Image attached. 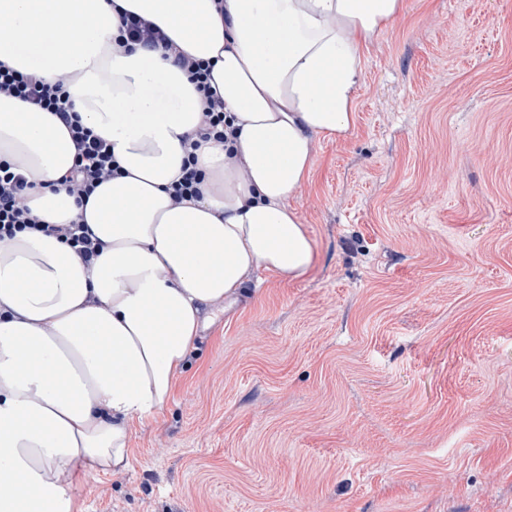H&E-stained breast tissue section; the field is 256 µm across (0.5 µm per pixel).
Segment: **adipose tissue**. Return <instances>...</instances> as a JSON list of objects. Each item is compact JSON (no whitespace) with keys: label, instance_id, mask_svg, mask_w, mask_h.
Segmentation results:
<instances>
[{"label":"adipose tissue","instance_id":"obj_1","mask_svg":"<svg viewBox=\"0 0 512 512\" xmlns=\"http://www.w3.org/2000/svg\"><path fill=\"white\" fill-rule=\"evenodd\" d=\"M403 0H0V62L71 75L82 123L124 171L77 203L51 112L0 94V157H20L45 224L81 219L84 261L53 237L0 241V512H75L79 482L124 469L132 423L172 397L205 310L250 273L305 276L315 245L288 204L313 144L352 124L363 49ZM127 11L212 61L232 142L201 144L200 199L174 203L202 99L162 49L117 47Z\"/></svg>","mask_w":512,"mask_h":512}]
</instances>
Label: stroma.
Wrapping results in <instances>:
<instances>
[{
  "label": "stroma",
  "mask_w": 512,
  "mask_h": 512,
  "mask_svg": "<svg viewBox=\"0 0 512 512\" xmlns=\"http://www.w3.org/2000/svg\"><path fill=\"white\" fill-rule=\"evenodd\" d=\"M289 199L296 280L208 308L80 512H512V0H404Z\"/></svg>",
  "instance_id": "1"
}]
</instances>
